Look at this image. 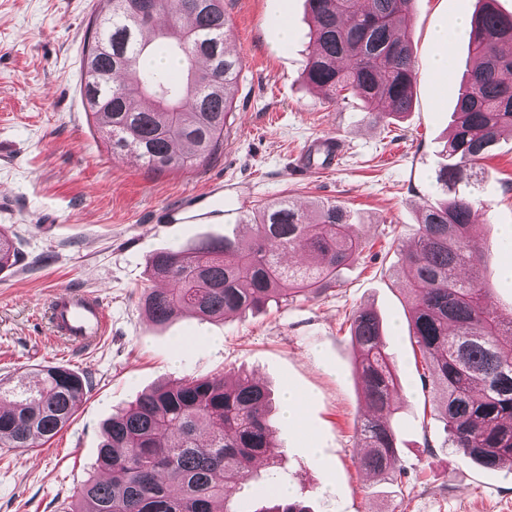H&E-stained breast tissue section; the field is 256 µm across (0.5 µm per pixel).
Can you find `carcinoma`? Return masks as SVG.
<instances>
[{
    "mask_svg": "<svg viewBox=\"0 0 512 512\" xmlns=\"http://www.w3.org/2000/svg\"><path fill=\"white\" fill-rule=\"evenodd\" d=\"M414 0H308L314 48L304 67L309 87L329 99L347 92L375 124L411 111L415 61L404 32ZM470 23L478 57L461 84L448 137V163L436 182L447 197L427 201L417 240L402 258L409 336L428 365L444 444L480 467L512 468V316L497 313L484 286L483 244L472 233L476 168L512 128V14L481 0ZM181 61L152 64L155 46ZM224 0H154L146 21L131 0H99L82 56L87 112L112 152L156 171L192 167L224 149L242 59L231 49ZM248 235L210 238L192 249L148 256L153 282L139 303L155 325L179 311L202 320L246 313L270 302L316 297L365 248L350 213L332 202L305 211L280 199L248 217ZM0 230V271L16 262ZM467 269L464 277L461 269ZM355 364L369 414L358 426L359 467L402 477L392 426L397 369L383 325L370 308L349 317ZM85 378L44 366L0 380V447L42 446L71 420ZM270 394L250 376L191 378L141 394L103 427L97 469L66 512H242L233 490L257 468H276L281 452L269 419ZM253 512H309L280 496Z\"/></svg>",
    "mask_w": 512,
    "mask_h": 512,
    "instance_id": "obj_1",
    "label": "carcinoma"
}]
</instances>
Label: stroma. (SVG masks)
<instances>
[{
  "label": "stroma",
  "instance_id": "obj_1",
  "mask_svg": "<svg viewBox=\"0 0 512 512\" xmlns=\"http://www.w3.org/2000/svg\"><path fill=\"white\" fill-rule=\"evenodd\" d=\"M97 0H0V228L16 263L0 271V379L41 366L83 375L87 393L69 424L43 446L0 447V512H65L89 477L103 425L142 391L189 377L246 373L271 392V418L284 452L281 481L259 468L237 490L258 503L278 483L311 512H512V470H485L443 446L436 398L408 331L396 271L413 243L422 206L444 163L449 124L470 62L466 41L450 50L448 72L433 70V33L472 17L478 0H414L408 29L416 66L413 107L388 126L371 123L361 100L328 101L303 78L311 48L306 0H224L232 46L243 60L224 150L173 171L113 155L80 93L81 58ZM289 28V40L280 31ZM333 138V171L298 172L294 161ZM476 235L485 245L490 300L512 314V253L499 247L512 226V131L482 160ZM287 198L300 208L331 201L351 212L366 249L334 286L223 321L176 315L148 322L139 296L148 255L211 237L241 236L255 209ZM187 207L212 213L176 224ZM98 296L110 323L94 345L55 338L45 308L60 291ZM383 322L401 389L394 428L406 473L385 480L359 468L357 422L367 414L349 338L352 311ZM302 398L285 423L283 393Z\"/></svg>",
  "mask_w": 512,
  "mask_h": 512
}]
</instances>
